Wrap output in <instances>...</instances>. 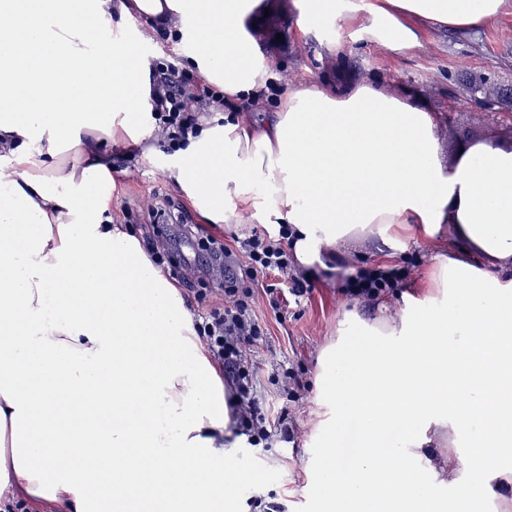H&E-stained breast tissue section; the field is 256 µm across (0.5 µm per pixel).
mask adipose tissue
Wrapping results in <instances>:
<instances>
[{
    "label": "adipose tissue",
    "mask_w": 512,
    "mask_h": 512,
    "mask_svg": "<svg viewBox=\"0 0 512 512\" xmlns=\"http://www.w3.org/2000/svg\"><path fill=\"white\" fill-rule=\"evenodd\" d=\"M303 2L299 27L356 19L369 43L405 53L420 27L479 28L512 0H380L364 14L354 0ZM267 8L0 0V502L224 512L235 483L224 373L178 284L114 222L106 140L157 160L205 223L287 226L308 275L375 239L383 268L408 236L437 250L414 308L377 304L322 353L320 512H428L411 461L430 448L452 512H480L492 481L512 482L499 462L512 454V146L474 142L445 163L422 97L371 82L271 96L249 30ZM174 31L224 101L164 155L144 46ZM269 99L261 123L239 112ZM396 425L402 452L378 455ZM349 427L361 454L344 473Z\"/></svg>",
    "instance_id": "adipose-tissue-1"
}]
</instances>
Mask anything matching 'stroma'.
<instances>
[{
  "mask_svg": "<svg viewBox=\"0 0 512 512\" xmlns=\"http://www.w3.org/2000/svg\"><path fill=\"white\" fill-rule=\"evenodd\" d=\"M298 12L297 0H275L272 13L257 24L256 38L273 62L276 86L333 85L347 73L358 81L382 82L392 92L412 90L423 95L432 112L448 115V122L437 128L448 162L472 142L504 143L512 137V101L503 100L493 116L473 113L467 106L474 83L484 82L486 90L493 92L512 86V9L474 31L430 29L424 34V50L407 53L369 44L355 25L341 32L301 31L296 23ZM340 35L351 46L344 56L336 57L327 51L326 44ZM101 150L112 162V177L118 185L112 216L119 223H150L149 207H163L172 201L193 227L184 251H191L202 238L228 244L233 238L251 235L248 227L228 224L219 228L203 223L185 202L174 179L162 174L141 152L130 154L125 146L110 144L102 145ZM342 276L339 270L317 274L313 293L290 306L283 321H276L264 303L255 307L258 319L268 329L266 341L253 354L266 400L275 399L277 389L270 379L289 360L304 366L312 387L296 409L299 431L295 442L273 448L260 459L251 449L239 447L238 463L253 466L258 478L246 488L232 490V512H250L248 499L256 493L273 494L276 501L286 504L288 512H318L325 484L310 472L318 456L310 436L321 410L316 385L321 352L338 331L352 328L348 314L353 304L339 292Z\"/></svg>",
  "mask_w": 512,
  "mask_h": 512,
  "instance_id": "obj_1",
  "label": "stroma"
}]
</instances>
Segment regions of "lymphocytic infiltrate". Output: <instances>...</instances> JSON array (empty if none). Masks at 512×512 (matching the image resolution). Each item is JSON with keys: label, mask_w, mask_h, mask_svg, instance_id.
<instances>
[{"label": "lymphocytic infiltrate", "mask_w": 512, "mask_h": 512, "mask_svg": "<svg viewBox=\"0 0 512 512\" xmlns=\"http://www.w3.org/2000/svg\"><path fill=\"white\" fill-rule=\"evenodd\" d=\"M159 86L164 92V104L156 114L163 125L169 149L186 144L195 133L202 116L195 107V79L175 69H163ZM287 231L278 237L252 234L241 243L240 251L227 246H211L200 242L194 260L196 272L211 275L221 270L224 278V303L213 307L205 291L194 292L193 298L202 311L194 326L204 336L214 360L221 365L229 385L227 405L236 423L237 434L246 436L250 447L269 451L275 444L293 442L297 427L290 415L293 404L299 403L310 383L295 368L284 373L279 393L278 414H270L258 395L257 371L251 354L267 338V329L255 312L256 286L261 277L287 274L291 263ZM409 271L402 266L388 269L361 267L343 278L342 295L350 301L373 299L387 291L404 288Z\"/></svg>", "instance_id": "f902f5d3"}]
</instances>
